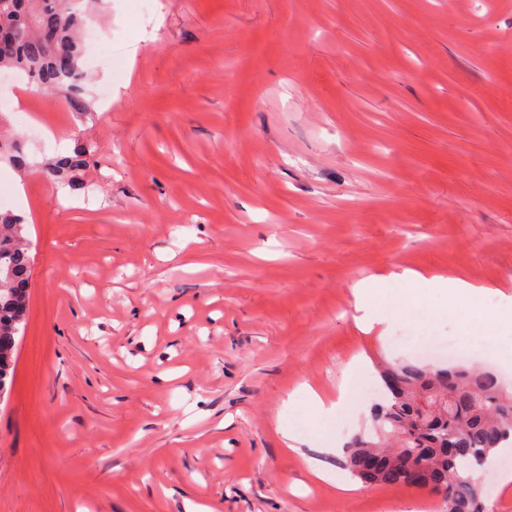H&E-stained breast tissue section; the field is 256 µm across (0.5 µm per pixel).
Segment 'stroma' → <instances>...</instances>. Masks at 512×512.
Masks as SVG:
<instances>
[{"mask_svg": "<svg viewBox=\"0 0 512 512\" xmlns=\"http://www.w3.org/2000/svg\"><path fill=\"white\" fill-rule=\"evenodd\" d=\"M90 28V112L0 77L32 257L0 512H442L351 477L374 399L332 405L438 333L512 384L464 311L413 316L446 305L436 275L512 298V0H157L147 27L101 0ZM78 138L95 164L63 195L36 165ZM372 275L406 309L364 332ZM0 158L7 161L13 167L24 170L29 167L24 145L17 136H0Z\"/></svg>", "mask_w": 512, "mask_h": 512, "instance_id": "obj_1", "label": "stroma"}]
</instances>
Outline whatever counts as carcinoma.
Wrapping results in <instances>:
<instances>
[{
    "label": "carcinoma",
    "instance_id": "carcinoma-1",
    "mask_svg": "<svg viewBox=\"0 0 512 512\" xmlns=\"http://www.w3.org/2000/svg\"><path fill=\"white\" fill-rule=\"evenodd\" d=\"M81 0H8L0 7V71L10 70L44 93H60L73 112L91 109L80 68L86 11ZM0 159L29 167L17 136H0ZM90 146L80 143L39 168L50 182L84 188ZM24 219L0 209V399L11 383L17 336L26 325L31 255ZM383 402L371 413L372 432L348 446L344 465L365 484L439 494L444 512H487L476 471L512 438V388L491 370L418 364L378 368Z\"/></svg>",
    "mask_w": 512,
    "mask_h": 512
}]
</instances>
